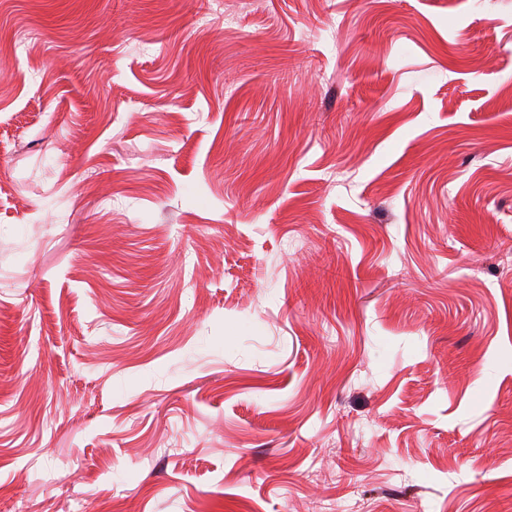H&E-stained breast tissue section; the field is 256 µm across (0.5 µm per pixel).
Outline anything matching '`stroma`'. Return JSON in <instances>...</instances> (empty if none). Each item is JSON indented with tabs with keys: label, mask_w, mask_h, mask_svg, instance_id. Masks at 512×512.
Returning a JSON list of instances; mask_svg holds the SVG:
<instances>
[{
	"label": "stroma",
	"mask_w": 512,
	"mask_h": 512,
	"mask_svg": "<svg viewBox=\"0 0 512 512\" xmlns=\"http://www.w3.org/2000/svg\"><path fill=\"white\" fill-rule=\"evenodd\" d=\"M512 512V0H0V512Z\"/></svg>",
	"instance_id": "35a3bbf8"
}]
</instances>
